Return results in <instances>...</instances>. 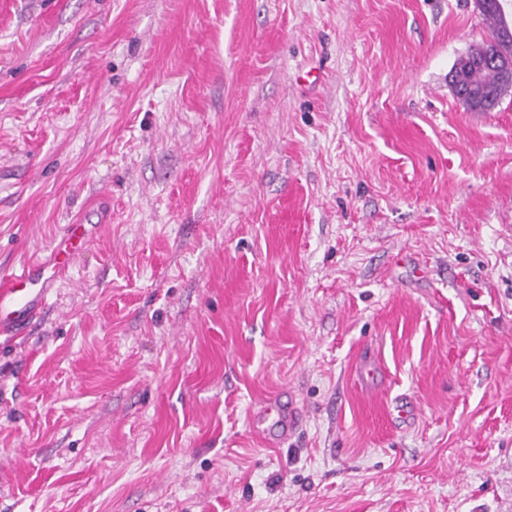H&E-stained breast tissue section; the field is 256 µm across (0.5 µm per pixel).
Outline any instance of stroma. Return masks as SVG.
I'll return each mask as SVG.
<instances>
[{
    "label": "stroma",
    "mask_w": 512,
    "mask_h": 512,
    "mask_svg": "<svg viewBox=\"0 0 512 512\" xmlns=\"http://www.w3.org/2000/svg\"><path fill=\"white\" fill-rule=\"evenodd\" d=\"M487 33L473 0H0V270L112 214L0 335V512H512V94L449 82ZM272 411L276 413L274 425L280 429L277 440L282 441L287 438L288 435H291L298 427L300 422L299 409L291 402L290 405H288L287 413L281 410L279 406L270 404V406L266 408V412L268 415H271Z\"/></svg>",
    "instance_id": "stroma-1"
}]
</instances>
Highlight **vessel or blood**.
<instances>
[{"instance_id": "obj_1", "label": "vessel or blood", "mask_w": 512, "mask_h": 512, "mask_svg": "<svg viewBox=\"0 0 512 512\" xmlns=\"http://www.w3.org/2000/svg\"><path fill=\"white\" fill-rule=\"evenodd\" d=\"M96 228L64 225L47 258L0 274V334L17 336L42 315L56 284L96 239Z\"/></svg>"}]
</instances>
